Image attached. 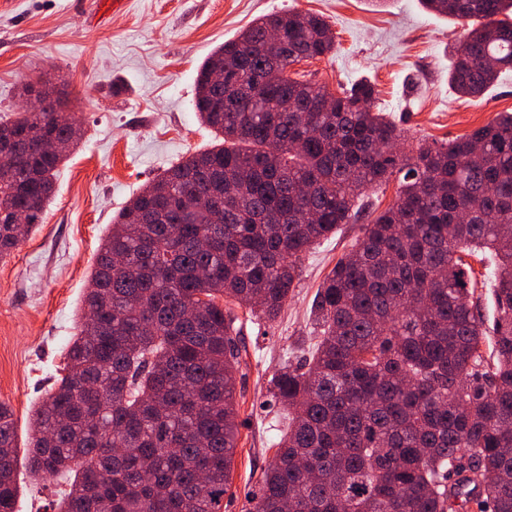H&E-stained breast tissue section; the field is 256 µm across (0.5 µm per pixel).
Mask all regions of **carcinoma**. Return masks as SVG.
Masks as SVG:
<instances>
[{
  "label": "carcinoma",
  "mask_w": 512,
  "mask_h": 512,
  "mask_svg": "<svg viewBox=\"0 0 512 512\" xmlns=\"http://www.w3.org/2000/svg\"><path fill=\"white\" fill-rule=\"evenodd\" d=\"M464 26L448 78L481 97L512 72V0H421ZM285 32L288 46L268 42ZM326 20L281 12L215 48L194 111L220 143L169 167L113 219L83 297L66 374L32 415L28 463L71 477L58 512H224L239 422L235 308L272 322L297 261L362 220L317 290L301 369L265 404L288 414L249 512H512V113L406 152L361 79L334 96L285 72L335 48ZM279 81L251 97L268 58ZM224 74V85L212 76ZM0 121V259L39 223L82 138L66 93ZM492 260L493 321L467 261ZM17 443L0 403V512H15Z\"/></svg>",
  "instance_id": "1"
}]
</instances>
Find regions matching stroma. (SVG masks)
Masks as SVG:
<instances>
[{
	"mask_svg": "<svg viewBox=\"0 0 512 512\" xmlns=\"http://www.w3.org/2000/svg\"><path fill=\"white\" fill-rule=\"evenodd\" d=\"M288 10L322 16L336 40L332 54L297 64V72L334 94L371 80L376 110L407 144L445 142L512 112V74L481 98L454 91L448 67L464 29L420 0H125L116 8L106 0H0V119L25 106L21 89L41 74L65 87L83 131L58 169L41 223L0 260V403L16 421L17 512H57L63 481L28 469L30 418L64 365L113 217L171 164L214 144L193 107L208 54L257 18ZM361 235V224L343 225L301 259L300 282L276 321L237 310L240 438L224 512L250 508L280 435L263 404L268 381L283 361L300 365L311 356L315 292Z\"/></svg>",
	"mask_w": 512,
	"mask_h": 512,
	"instance_id": "1",
	"label": "stroma"
}]
</instances>
